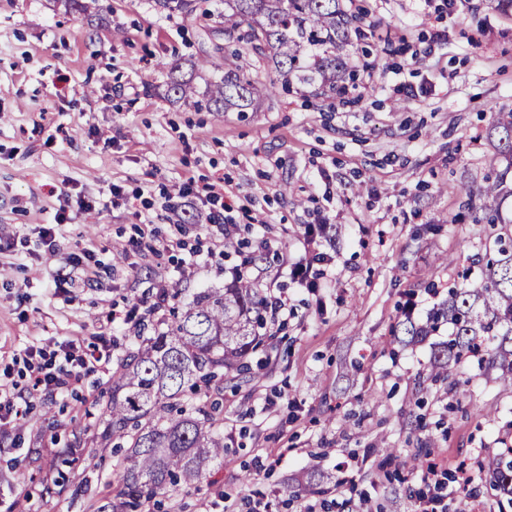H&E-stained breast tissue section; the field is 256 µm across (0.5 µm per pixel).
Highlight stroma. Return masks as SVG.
<instances>
[{
  "instance_id": "obj_1",
  "label": "stroma",
  "mask_w": 512,
  "mask_h": 512,
  "mask_svg": "<svg viewBox=\"0 0 512 512\" xmlns=\"http://www.w3.org/2000/svg\"><path fill=\"white\" fill-rule=\"evenodd\" d=\"M353 6L366 19L352 56L376 64L358 102L281 92L253 112H206L145 85L202 58L215 67L193 75L195 86L218 77L234 47L218 17L169 16L153 0H94L85 13L0 0V236L12 244L0 253V380L26 385L32 344L111 335L126 346L164 329L160 312L138 327L109 321L158 281L183 301L231 283L240 257L185 206L183 183L222 185L236 241L279 255L254 270L292 309L274 326L277 348L248 382L225 376L224 457L165 512H241L249 496L274 512L324 500L329 512H418L420 493L434 489L445 512H512V497L477 468L512 443V388L473 357L432 383L430 341L393 334L408 299L424 318L504 230L455 217L465 202L482 206L488 134L512 110V19L488 0ZM388 28L394 36L381 39ZM438 30L444 40H433ZM399 83L417 96L400 100ZM80 198L90 211H78ZM60 212L49 256L42 230ZM311 224L335 225V242L308 245ZM86 249L101 263L97 284L72 300L52 295ZM313 249L328 256L310 270L314 290L290 275ZM79 392L27 395L21 439L0 433V512H96L119 483L123 453L92 441L111 373ZM69 447L80 455L70 486L42 495ZM92 467L96 491L73 497Z\"/></svg>"
}]
</instances>
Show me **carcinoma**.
I'll return each mask as SVG.
<instances>
[{"mask_svg":"<svg viewBox=\"0 0 512 512\" xmlns=\"http://www.w3.org/2000/svg\"><path fill=\"white\" fill-rule=\"evenodd\" d=\"M208 0H154L169 15H190ZM223 34L237 43L224 55L220 80L197 91L193 80L173 79L166 93L211 112L256 110L262 93L278 89L307 90L333 101L354 80L349 64L351 34L360 32L362 16L348 13L342 0H222ZM270 61L276 76L263 83L253 78L254 62ZM497 155L507 166L487 182L480 221L512 225V112H499ZM496 259L476 254L471 264L481 270L479 285L448 289V301L431 309L422 324L406 318L410 339L431 336L448 327V340L435 344L433 368L440 374L476 340L488 344V364L501 370L512 385V233L494 240ZM265 260L252 254L235 270L230 285L201 288L172 310L166 330L141 340L117 359L112 397L101 428V448H125V467L117 501L107 500L98 512H139L146 496L166 497L202 480L204 467L224 455L219 431L222 403L189 402V395L221 391L224 372L249 374L248 357L276 347L265 332L266 297L247 267ZM490 487L512 495V459L493 457L480 463Z\"/></svg>","mask_w":512,"mask_h":512,"instance_id":"carcinoma-1","label":"carcinoma"}]
</instances>
